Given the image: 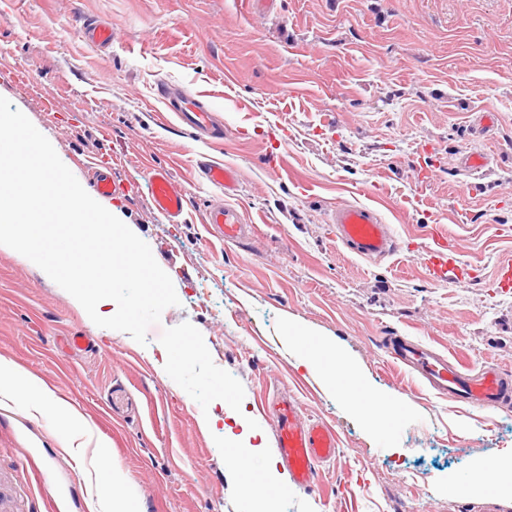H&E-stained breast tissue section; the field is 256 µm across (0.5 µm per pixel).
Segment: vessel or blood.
<instances>
[{"mask_svg": "<svg viewBox=\"0 0 512 512\" xmlns=\"http://www.w3.org/2000/svg\"><path fill=\"white\" fill-rule=\"evenodd\" d=\"M84 36L99 48L112 44V27L104 21L85 24ZM161 93L169 111L175 112L185 125L209 133L216 130L215 114L204 100L187 99L175 86L165 85ZM206 180L223 190L226 199L211 203L205 222L213 235L224 243L238 244L252 231L250 221L227 199L237 192L238 177L234 168L218 163L204 165ZM153 207L171 223L182 220L187 203L186 191L167 168H154L149 179ZM337 239L353 254L364 259H382L399 249L391 225L385 224L379 210L369 204L345 201L338 203L330 214ZM431 242L425 253L426 269L431 278L468 282L476 279L479 268L462 260L447 233L432 230ZM392 357L417 373L439 397L456 403L480 407H497L512 402V375L495 366L476 372L461 371L448 355L437 348L414 343L404 336L391 337ZM262 414L275 422V454L287 470L293 488L310 487L322 464L335 462L338 437L328 424L304 417L294 396L277 393L265 399Z\"/></svg>", "mask_w": 512, "mask_h": 512, "instance_id": "obj_1", "label": "vessel or blood"}]
</instances>
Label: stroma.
I'll list each match as a JSON object with an SVG mask.
<instances>
[{"label": "stroma", "mask_w": 512, "mask_h": 512, "mask_svg": "<svg viewBox=\"0 0 512 512\" xmlns=\"http://www.w3.org/2000/svg\"><path fill=\"white\" fill-rule=\"evenodd\" d=\"M96 18L112 25L109 50L82 37ZM161 83L203 96L223 139L182 125ZM0 96L87 193L94 165L110 168L122 191L102 206L171 273L180 303L143 346L0 251V357L84 414L140 512H512L511 474L467 485L512 459V407H456L388 346L405 336L462 369L512 374V289L493 283L512 263V0H282L268 17L248 0H0ZM483 109L499 125L478 138L469 116ZM465 151L493 152L489 172H464ZM204 159L239 171L235 202L255 226L243 244L203 222L222 196L198 173ZM158 166L185 187L182 223L151 206ZM342 201L376 204L405 250L352 255L329 222ZM437 224L479 279L426 274ZM75 332L86 349L66 350ZM316 343L357 383L305 367ZM277 389L339 438L306 489L265 484L278 463L259 403ZM219 395L254 432L237 471L233 445L200 424ZM64 436L52 410L21 397L0 407V489L19 512H45L47 498L54 512H89Z\"/></svg>", "instance_id": "stroma-1"}]
</instances>
